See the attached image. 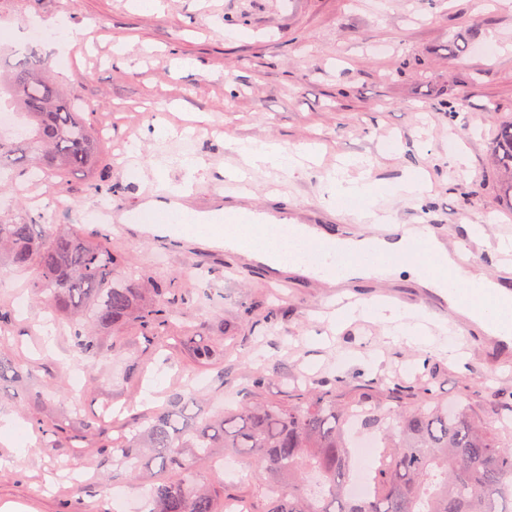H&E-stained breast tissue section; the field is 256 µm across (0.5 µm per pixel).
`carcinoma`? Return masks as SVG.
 <instances>
[{
	"instance_id": "obj_1",
	"label": "carcinoma",
	"mask_w": 512,
	"mask_h": 512,
	"mask_svg": "<svg viewBox=\"0 0 512 512\" xmlns=\"http://www.w3.org/2000/svg\"><path fill=\"white\" fill-rule=\"evenodd\" d=\"M17 112L25 135L0 134V175L91 173L102 146L93 123L63 95L38 53L0 67V101ZM499 201L512 209V121L499 125L493 146ZM32 274L34 298L68 321L79 352L102 356L99 337L136 323L158 331L177 309L175 279L152 285L123 272L109 239L71 224H0V272ZM428 389L378 382L370 393L340 397L309 388L289 403L245 400L219 417L186 414L179 398L155 412L144 434L120 442L98 432L97 447L120 455L137 475L153 466L180 474L208 466L224 448L264 477L259 512H512V443L469 408L430 402ZM409 404L396 414L390 404ZM376 435L385 453L371 489L352 491L350 427ZM148 512H222L216 496L194 481L163 479Z\"/></svg>"
}]
</instances>
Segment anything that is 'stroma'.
Masks as SVG:
<instances>
[{
    "instance_id": "obj_1",
    "label": "stroma",
    "mask_w": 512,
    "mask_h": 512,
    "mask_svg": "<svg viewBox=\"0 0 512 512\" xmlns=\"http://www.w3.org/2000/svg\"><path fill=\"white\" fill-rule=\"evenodd\" d=\"M161 12L134 9L130 0H0V29L14 36L27 21L65 17L66 51L40 46L59 83L93 124L111 129L105 160L92 175L68 176L76 211L92 205V184L110 187V208L124 224H98L119 245L124 266L146 280L177 278L174 301L183 316L166 335L125 327L94 362L81 358L68 323L42 325L30 304L29 273L0 275V311L15 328L0 344L16 376L0 382V415L23 421L34 444L18 455L0 437V504L23 512H113L112 487L127 489L144 508L149 480L117 474L118 462L94 448L85 429L111 410L108 438L132 437L151 414L181 396L219 412L242 400L286 401L306 387L339 395L377 382L427 383L436 398L469 404L485 418L512 408V351L460 332L447 307L429 294L370 284L355 299L412 307L400 320L370 316L337 321L335 292L303 280L274 276L211 246L206 234L173 225L145 230L135 221L147 194L187 186V207L209 218L234 204L225 173L240 166L229 142L279 141L292 156L319 147L312 168L252 170L247 193L254 208L303 224H339L365 232L358 205L321 207L319 174L356 176L354 159L371 160L381 208L398 223L427 213L434 232L453 241L468 224L482 225L475 260L496 274L492 248L512 211L498 202L491 176L499 121L512 117V0H161ZM123 42L122 57L113 46ZM462 46L454 54L453 46ZM193 58L184 69L177 61ZM455 101L448 118L445 105ZM188 125L190 139L163 136L165 125ZM200 160L197 169L184 158ZM140 171L128 178L129 167ZM422 167L431 182L421 199L406 200L390 185ZM26 174L0 191V222L37 221L43 209ZM422 338L402 339L404 327ZM220 355L197 360L195 348ZM263 376L261 386L253 379ZM69 428L64 445L40 426ZM196 479L257 508L260 480L243 465L233 479L213 469Z\"/></svg>"
}]
</instances>
